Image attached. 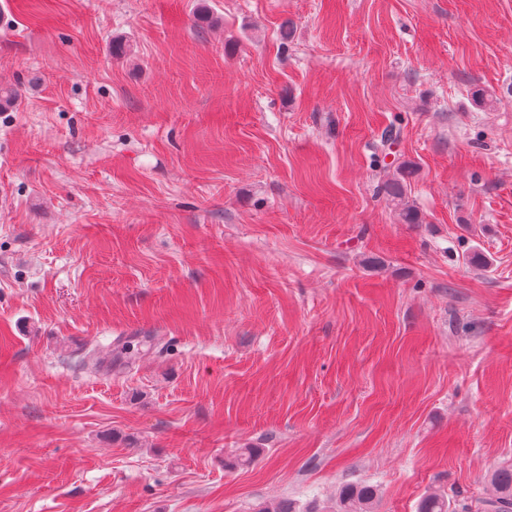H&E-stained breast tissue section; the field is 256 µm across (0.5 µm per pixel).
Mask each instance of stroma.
I'll return each mask as SVG.
<instances>
[{"instance_id": "35a3bbf8", "label": "stroma", "mask_w": 512, "mask_h": 512, "mask_svg": "<svg viewBox=\"0 0 512 512\" xmlns=\"http://www.w3.org/2000/svg\"><path fill=\"white\" fill-rule=\"evenodd\" d=\"M1 84L0 512H483L512 0H0ZM408 168L403 165L399 168L398 176L382 185V190L391 198L395 205V213L398 220L403 224H418L420 217L416 210L412 209L405 202L407 185L405 175ZM377 490L372 485L357 483L347 487L336 502V512H374Z\"/></svg>"}]
</instances>
